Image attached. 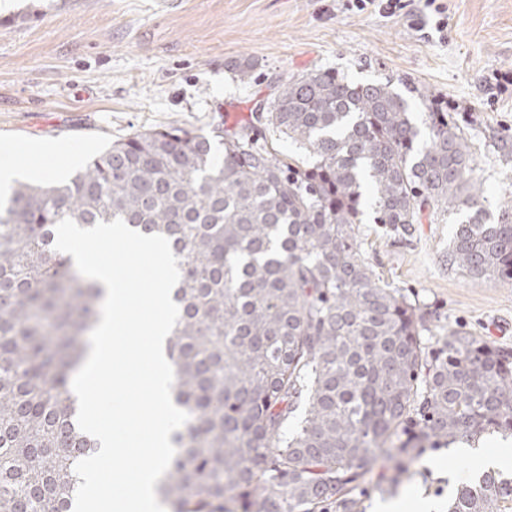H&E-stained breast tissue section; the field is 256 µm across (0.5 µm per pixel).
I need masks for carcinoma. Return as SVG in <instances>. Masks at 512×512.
Listing matches in <instances>:
<instances>
[{
    "instance_id": "obj_1",
    "label": "carcinoma",
    "mask_w": 512,
    "mask_h": 512,
    "mask_svg": "<svg viewBox=\"0 0 512 512\" xmlns=\"http://www.w3.org/2000/svg\"><path fill=\"white\" fill-rule=\"evenodd\" d=\"M425 128L386 83L332 69L293 77L234 130L151 128L63 183L18 182L0 201V512H73L77 461L99 441L76 423L73 374L104 288L54 249L63 218H121L178 258L166 343L189 414L158 494L169 512H363L379 463L485 433L512 436V352L450 330L429 348L421 308L380 284L355 225L369 202L398 236L462 216L448 264L512 280V205L491 216L459 105L414 89ZM273 128L307 152L257 145ZM302 419L289 428L299 406ZM448 512H512L487 470Z\"/></svg>"
}]
</instances>
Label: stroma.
I'll list each match as a JSON object with an SVG mask.
<instances>
[{
	"label": "stroma",
	"instance_id": "stroma-1",
	"mask_svg": "<svg viewBox=\"0 0 512 512\" xmlns=\"http://www.w3.org/2000/svg\"><path fill=\"white\" fill-rule=\"evenodd\" d=\"M439 2L448 16L441 32L426 0H406L398 16L349 0H0V143L32 148L18 179L64 180L139 130L247 125L279 82L334 68L466 107L464 132L494 214L512 204V164L492 146L512 136V0ZM241 57L255 64L246 82L226 69ZM58 147L71 160L45 173ZM455 230L443 216L397 241L369 212L357 236L382 283L432 313L426 345L462 328L512 351V280L451 267ZM481 472L455 447L429 449L394 498L405 512H445L449 496Z\"/></svg>",
	"mask_w": 512,
	"mask_h": 512
}]
</instances>
